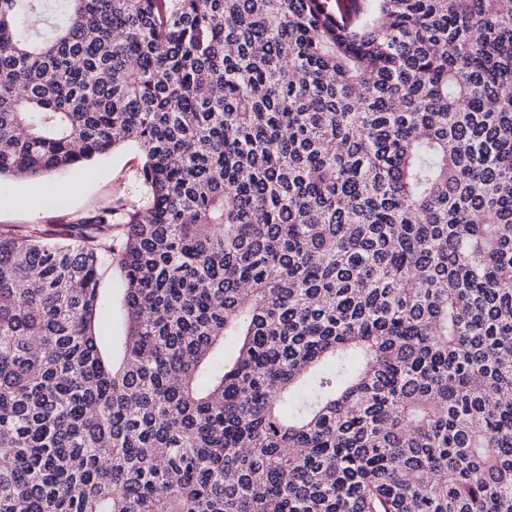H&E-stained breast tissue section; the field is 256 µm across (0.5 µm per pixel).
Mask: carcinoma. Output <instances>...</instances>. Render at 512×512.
<instances>
[{
    "instance_id": "obj_1",
    "label": "carcinoma",
    "mask_w": 512,
    "mask_h": 512,
    "mask_svg": "<svg viewBox=\"0 0 512 512\" xmlns=\"http://www.w3.org/2000/svg\"><path fill=\"white\" fill-rule=\"evenodd\" d=\"M341 2L0 0V177L146 188L0 230V512H512V0ZM141 153L129 144L117 146L110 154L90 166V172L53 173L40 180L20 183L12 177L0 179V227H39L60 230L79 217L123 202L142 204L145 187L140 176ZM44 185H53L63 199L58 205H45L48 195L41 193ZM24 194V204L14 203L16 195ZM100 288L105 296L106 311L112 316V326L110 328V323L107 320L104 324L103 334L106 336H114L115 344V336H122L123 333L122 322L118 317L121 300L119 290V288H121V279L116 267L112 265L105 267L100 282Z\"/></svg>"
}]
</instances>
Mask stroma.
<instances>
[{
  "label": "stroma",
  "instance_id": "stroma-1",
  "mask_svg": "<svg viewBox=\"0 0 512 512\" xmlns=\"http://www.w3.org/2000/svg\"><path fill=\"white\" fill-rule=\"evenodd\" d=\"M143 159L133 146L122 144L94 161L88 172L53 173L43 180L21 183L0 179V227L58 230L79 217L113 205L116 200L141 204L145 187L140 176ZM62 196L57 205L44 204L43 185Z\"/></svg>",
  "mask_w": 512,
  "mask_h": 512
}]
</instances>
